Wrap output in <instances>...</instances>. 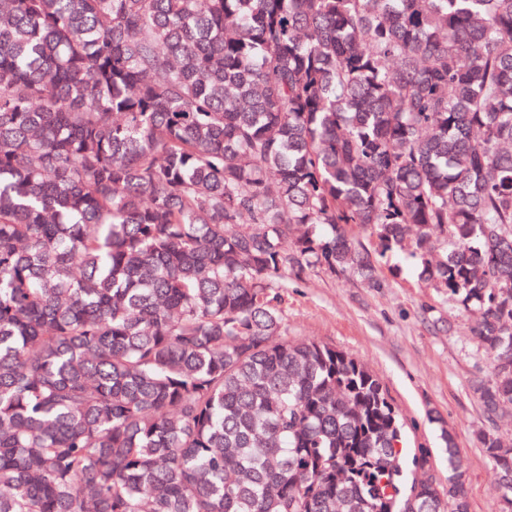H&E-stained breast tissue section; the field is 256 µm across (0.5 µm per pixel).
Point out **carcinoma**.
<instances>
[{
    "instance_id": "1",
    "label": "carcinoma",
    "mask_w": 512,
    "mask_h": 512,
    "mask_svg": "<svg viewBox=\"0 0 512 512\" xmlns=\"http://www.w3.org/2000/svg\"><path fill=\"white\" fill-rule=\"evenodd\" d=\"M413 259L512 407V0H0V512H470L288 273ZM500 512L512 445L478 434Z\"/></svg>"
}]
</instances>
